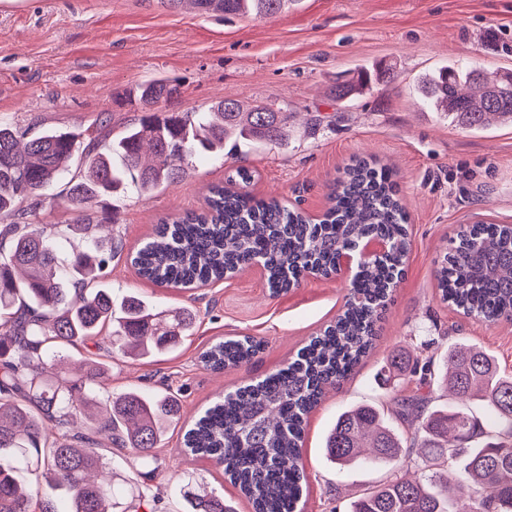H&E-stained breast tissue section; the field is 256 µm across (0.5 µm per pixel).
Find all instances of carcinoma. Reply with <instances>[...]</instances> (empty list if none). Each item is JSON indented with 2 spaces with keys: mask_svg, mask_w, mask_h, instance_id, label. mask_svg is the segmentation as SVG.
<instances>
[{
  "mask_svg": "<svg viewBox=\"0 0 512 512\" xmlns=\"http://www.w3.org/2000/svg\"><path fill=\"white\" fill-rule=\"evenodd\" d=\"M296 0H191L201 13L274 16ZM372 84L359 71L336 86L344 98ZM417 103L457 124L481 130L512 122V72L492 77L465 61H450L417 85ZM180 85L155 80L140 89L151 108L179 97ZM292 113L246 107L224 99L203 111L153 112L118 137L90 140L53 131L19 147L24 133L0 123V512H30L33 497L49 512H150L141 491L116 483L99 445L109 440L143 457L177 422L169 395L137 390L102 400L100 370L86 368L75 381L49 379L65 360L60 349L85 344L112 326V347L124 356L148 357L176 347L189 335L194 315L187 308L158 311L139 295L112 297L100 286L119 248L114 238L94 236L85 207L108 205L130 188L141 195L180 182L202 155L224 146L286 145ZM78 159L71 178L67 163ZM57 196L74 214L66 230L90 239L91 248L72 253L59 266L61 231L54 224H17L21 203L38 200L57 185ZM323 217L313 222L279 201L256 200L224 185L209 189L202 212L165 218L154 237L133 255L138 275L158 285L196 288L222 280L257 262L271 293L298 285L303 272L327 275L336 259L372 239L385 254L362 264L344 309L311 339L287 366L214 401L184 433L191 455L224 467V476L253 512H297L303 494L302 440L308 414L326 388L347 377L374 348L380 311L396 286L410 248L407 214L387 169L353 161L337 181ZM438 270L444 300L466 316L487 323L512 320V228L477 223L461 229ZM261 349L251 336L212 344L201 362L214 371L249 362ZM387 369L410 371L418 397L398 398L396 414L415 424L409 443L381 411L369 404L344 410L324 440L326 457L341 468L369 459L397 469L416 459L428 469L425 482L386 481L352 502L350 512H512V374L501 371L486 350L461 339L448 348L441 366L428 360L408 367L398 353ZM451 396L432 405L434 387ZM478 400L482 422L469 411ZM96 409L88 433L74 429L77 414ZM21 471L42 481L23 492ZM185 512H236L224 495L200 494L187 483Z\"/></svg>",
  "mask_w": 512,
  "mask_h": 512,
  "instance_id": "1",
  "label": "carcinoma"
}]
</instances>
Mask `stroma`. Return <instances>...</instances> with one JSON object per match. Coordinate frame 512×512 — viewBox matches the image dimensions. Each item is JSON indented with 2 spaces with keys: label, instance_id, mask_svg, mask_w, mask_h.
I'll use <instances>...</instances> for the list:
<instances>
[{
  "label": "stroma",
  "instance_id": "stroma-1",
  "mask_svg": "<svg viewBox=\"0 0 512 512\" xmlns=\"http://www.w3.org/2000/svg\"><path fill=\"white\" fill-rule=\"evenodd\" d=\"M450 60L512 71V0H295L272 18L229 19L175 11L163 0H0V122L28 135L119 136L144 113L138 86L157 78L181 85L180 97L159 104L162 112L235 99L293 114L287 145L202 156L173 186L109 201L114 221L102 232L124 250L109 261L104 284L114 296L135 292L159 310L192 309L196 320L175 349L135 360L113 354L111 330L103 328L70 349L60 372L70 377L98 363L107 393L137 388L177 397L180 422L152 457L105 452L113 471L154 497L155 512H182L179 490L190 474L203 489L223 492L236 512H252L222 467L186 452L183 434L219 396L295 358L334 321L351 287L348 275L309 276L274 296L258 265L191 290L140 278L131 252L161 218L203 208L209 187L235 167L252 170L255 198L319 214L346 165L372 159L392 173L408 215L411 250L374 348L307 418L301 512H349L363 490L393 477L389 467L368 462L339 469L323 453L328 430L348 407L369 403L390 415L395 397L415 395L412 379L386 376L391 352L437 362L463 337L512 373V322L463 316L443 300L435 276L460 225L512 224V125L469 130L416 102L417 79ZM372 63L392 68L395 80L353 100L337 98V77ZM239 336L262 344L248 364L215 372L201 363L212 343Z\"/></svg>",
  "mask_w": 512,
  "mask_h": 512
}]
</instances>
